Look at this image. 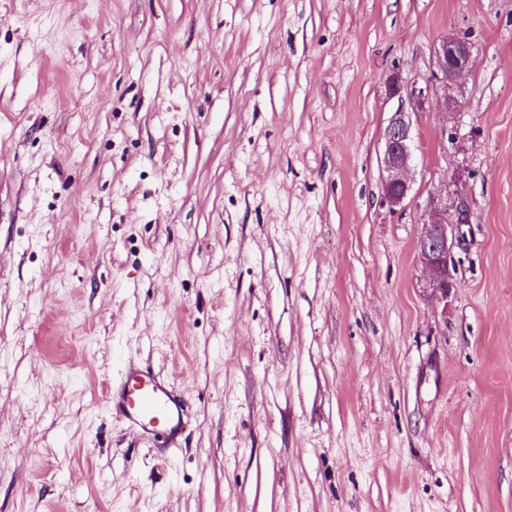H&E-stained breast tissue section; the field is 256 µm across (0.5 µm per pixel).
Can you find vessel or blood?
Instances as JSON below:
<instances>
[{"mask_svg": "<svg viewBox=\"0 0 512 512\" xmlns=\"http://www.w3.org/2000/svg\"><path fill=\"white\" fill-rule=\"evenodd\" d=\"M105 403L112 414L140 435L169 451L187 426L186 401L169 380L138 359H129L109 385Z\"/></svg>", "mask_w": 512, "mask_h": 512, "instance_id": "1", "label": "vessel or blood"}]
</instances>
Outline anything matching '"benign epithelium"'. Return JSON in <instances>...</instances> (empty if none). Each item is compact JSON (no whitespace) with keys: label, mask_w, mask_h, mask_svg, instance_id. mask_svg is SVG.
Instances as JSON below:
<instances>
[{"label":"benign epithelium","mask_w":512,"mask_h":512,"mask_svg":"<svg viewBox=\"0 0 512 512\" xmlns=\"http://www.w3.org/2000/svg\"><path fill=\"white\" fill-rule=\"evenodd\" d=\"M477 47L470 39L459 35L439 38L432 49L433 69L430 82L446 89L461 85L469 73ZM389 96L406 98L408 105L400 107L384 129L379 154L383 177V201L393 211L406 208L411 202L410 172L414 167V129L411 112L422 107L424 89L407 88L399 75L387 80ZM447 190L432 194L422 212V231L418 238V256L428 276V287L448 302V292L455 287L449 266L450 253L456 244L453 229L465 223L468 211L466 199L458 191L460 173H443Z\"/></svg>","instance_id":"7a95c632"}]
</instances>
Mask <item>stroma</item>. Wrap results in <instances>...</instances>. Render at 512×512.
Returning <instances> with one entry per match:
<instances>
[{"label": "stroma", "mask_w": 512, "mask_h": 512, "mask_svg": "<svg viewBox=\"0 0 512 512\" xmlns=\"http://www.w3.org/2000/svg\"><path fill=\"white\" fill-rule=\"evenodd\" d=\"M449 33L393 211L387 79ZM133 357L173 456L105 405ZM0 512H512V0H0ZM477 47L467 37L446 35L439 38L432 49L430 82L448 90L449 85H462L469 73ZM443 172L447 190L445 194H431L428 198L421 216L422 231L417 247L428 276V287L447 303L448 292L455 286L449 266L450 253L456 244L453 229L465 223L468 205L457 188L460 173L455 171L448 177V169Z\"/></svg>", "instance_id": "35a3bbf8"}]
</instances>
